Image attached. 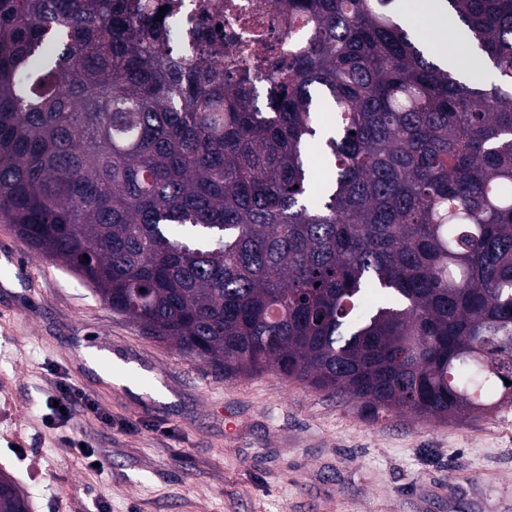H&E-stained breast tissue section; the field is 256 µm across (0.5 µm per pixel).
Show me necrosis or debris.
<instances>
[{"instance_id": "obj_1", "label": "necrosis or debris", "mask_w": 512, "mask_h": 512, "mask_svg": "<svg viewBox=\"0 0 512 512\" xmlns=\"http://www.w3.org/2000/svg\"><path fill=\"white\" fill-rule=\"evenodd\" d=\"M164 8V23L182 51L218 39L223 55L213 62L225 75L248 69L261 78L275 75L288 63L289 43L307 38L302 26H289L273 0H150Z\"/></svg>"}]
</instances>
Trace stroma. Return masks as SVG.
Listing matches in <instances>:
<instances>
[{
  "mask_svg": "<svg viewBox=\"0 0 512 512\" xmlns=\"http://www.w3.org/2000/svg\"><path fill=\"white\" fill-rule=\"evenodd\" d=\"M65 381L96 412L59 418ZM0 472L32 512H512V407L375 420L271 370L217 375L0 222Z\"/></svg>",
  "mask_w": 512,
  "mask_h": 512,
  "instance_id": "1",
  "label": "stroma"
}]
</instances>
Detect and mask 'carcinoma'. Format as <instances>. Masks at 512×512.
Instances as JSON below:
<instances>
[{
    "label": "carcinoma",
    "mask_w": 512,
    "mask_h": 512,
    "mask_svg": "<svg viewBox=\"0 0 512 512\" xmlns=\"http://www.w3.org/2000/svg\"><path fill=\"white\" fill-rule=\"evenodd\" d=\"M272 2L311 37L261 106L251 72L173 61L142 0H0V220L226 376L375 418L512 406V0H438L489 88L396 0Z\"/></svg>",
    "instance_id": "carcinoma-1"
}]
</instances>
